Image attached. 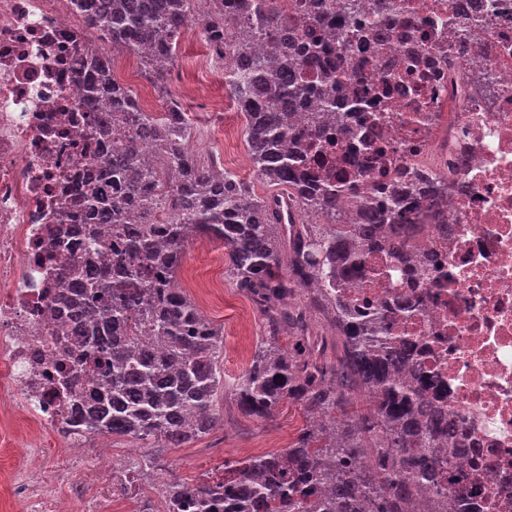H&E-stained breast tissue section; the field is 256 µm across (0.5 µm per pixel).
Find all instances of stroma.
Segmentation results:
<instances>
[{"label": "stroma", "mask_w": 512, "mask_h": 512, "mask_svg": "<svg viewBox=\"0 0 512 512\" xmlns=\"http://www.w3.org/2000/svg\"><path fill=\"white\" fill-rule=\"evenodd\" d=\"M223 70L215 65L202 43L193 35H185L179 44L166 82L165 94L159 102L174 97L181 101L191 116V124L199 135L191 141L201 160L219 159L228 171L252 182L262 190L247 155L241 132L243 119L234 107L213 112L206 104L207 93L226 96ZM234 128L230 141H222L224 127ZM228 255L222 241L214 238L194 240L186 248L178 281L186 289L203 314L224 333L221 369L225 387L217 395L220 420L210 434L178 448L152 451L145 443L127 437L112 440L115 462L135 459L147 462L160 455L167 468L192 481L222 473L225 461L261 454L287 447L296 432L306 424L304 413L296 406L281 405L269 419L243 415L236 404L232 386L249 366L255 346L264 334L263 320L251 298L236 288L227 275ZM64 450L45 444L30 458L12 454L0 460V484L15 467L23 465L40 495H62L61 476L66 470Z\"/></svg>", "instance_id": "1"}]
</instances>
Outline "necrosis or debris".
Returning <instances> with one entry per match:
<instances>
[{
    "label": "necrosis or debris",
    "mask_w": 512,
    "mask_h": 512,
    "mask_svg": "<svg viewBox=\"0 0 512 512\" xmlns=\"http://www.w3.org/2000/svg\"><path fill=\"white\" fill-rule=\"evenodd\" d=\"M415 28H399L385 64L418 65L420 90L395 89L370 112L350 113L379 147L354 181L363 190L402 185L417 194L430 179L440 206L414 240L410 277L376 251L374 279L342 293L375 313L417 294L418 316L402 333L422 348L424 370L448 385V410L483 453L487 512H512V0H401ZM77 0H0V446L43 437L73 450L74 469L93 462L120 498L125 468L106 435L71 432L69 403L51 385V355L67 343L60 299L72 251L50 231L72 227L69 195L104 161L78 94L81 51L98 50L80 24Z\"/></svg>",
    "instance_id": "1"
}]
</instances>
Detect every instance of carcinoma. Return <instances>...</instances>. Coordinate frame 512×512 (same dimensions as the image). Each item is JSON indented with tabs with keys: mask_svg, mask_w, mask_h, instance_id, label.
Masks as SVG:
<instances>
[{
	"mask_svg": "<svg viewBox=\"0 0 512 512\" xmlns=\"http://www.w3.org/2000/svg\"><path fill=\"white\" fill-rule=\"evenodd\" d=\"M87 26L112 47L135 54L163 84L183 35L198 29L228 72L225 87L245 118L244 135L263 196L191 149L180 103L144 112L117 82L111 57H80L78 91L97 107L104 164L86 192L85 256L65 277L70 352L96 364L102 382L73 399L90 433L110 432L153 448L187 444L218 421L222 331L179 287L177 272L194 235L224 242L228 271L266 323L234 396L251 417H272L284 403L301 407L306 426L288 447L224 462L218 479L195 483L166 470L163 512H414L413 490L432 496L435 512H482V486L466 468L445 405L442 380L415 367L404 336H389L336 295L351 276L369 278L365 253L387 245L412 257L415 231L395 188L393 203L359 195L347 174L326 171L327 129L349 137L345 113L384 94L364 87L357 59L378 35L402 23L397 0L385 13L335 30V11L352 0H82ZM350 207L354 224H315ZM295 209L301 224L285 223ZM330 312L340 350L309 334L308 308ZM293 329L278 342L280 323ZM364 394L365 404L356 400ZM448 491H443V477Z\"/></svg>",
	"mask_w": 512,
	"mask_h": 512,
	"instance_id": "carcinoma-1",
	"label": "carcinoma"
}]
</instances>
